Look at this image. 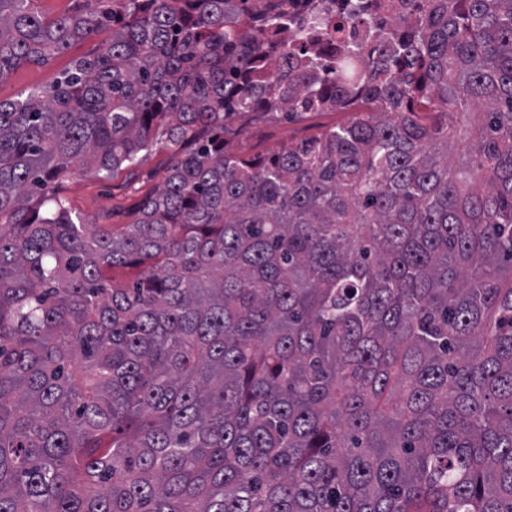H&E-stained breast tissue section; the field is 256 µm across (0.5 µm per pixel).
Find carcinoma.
Returning a JSON list of instances; mask_svg holds the SVG:
<instances>
[{"instance_id": "obj_1", "label": "carcinoma", "mask_w": 512, "mask_h": 512, "mask_svg": "<svg viewBox=\"0 0 512 512\" xmlns=\"http://www.w3.org/2000/svg\"><path fill=\"white\" fill-rule=\"evenodd\" d=\"M35 2L0 0V81L112 38L0 100V512H512V0H418L333 62L263 51L281 4ZM153 149L130 223L72 214L66 179ZM40 11L49 16L57 17L60 15L75 13L78 7L85 3L84 0H37ZM110 37V32H100L90 39L72 44L67 51L57 54L45 65H26L17 69L7 80L0 82V100H14L21 94L49 86L76 59L98 52ZM354 113L311 112L303 119H288L285 115L261 116L245 126L237 136L226 135V138L237 151L267 157L319 130L348 122Z\"/></svg>"}]
</instances>
